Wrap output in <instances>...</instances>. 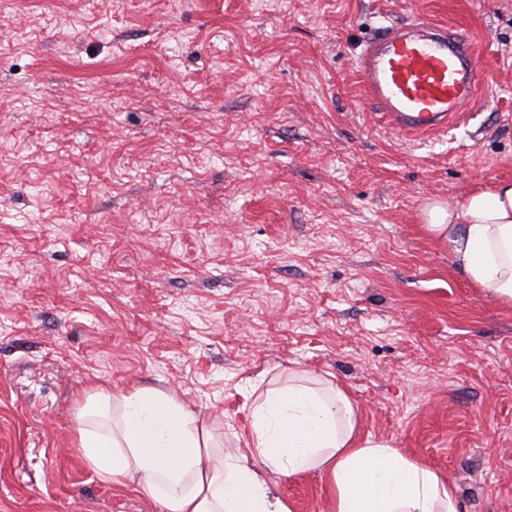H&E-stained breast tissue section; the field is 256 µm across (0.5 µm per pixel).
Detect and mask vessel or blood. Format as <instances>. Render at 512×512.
<instances>
[{
	"label": "vessel or blood",
	"mask_w": 512,
	"mask_h": 512,
	"mask_svg": "<svg viewBox=\"0 0 512 512\" xmlns=\"http://www.w3.org/2000/svg\"><path fill=\"white\" fill-rule=\"evenodd\" d=\"M358 75L377 110L405 133H441L483 105L473 44L429 20L392 25L366 43Z\"/></svg>",
	"instance_id": "vessel-or-blood-1"
}]
</instances>
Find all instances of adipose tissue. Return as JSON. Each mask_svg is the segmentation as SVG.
I'll list each match as a JSON object with an SVG mask.
<instances>
[{"mask_svg":"<svg viewBox=\"0 0 512 512\" xmlns=\"http://www.w3.org/2000/svg\"><path fill=\"white\" fill-rule=\"evenodd\" d=\"M423 216L470 286L512 306V180L427 204ZM76 419L89 469L143 491L159 512H290L269 477L307 472L322 476L334 512H459L449 475L364 432L343 386L303 374L256 401L246 458L224 453L186 403L152 388L84 391Z\"/></svg>","mask_w":512,"mask_h":512,"instance_id":"obj_1","label":"adipose tissue"}]
</instances>
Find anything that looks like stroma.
I'll return each instance as SVG.
<instances>
[{"mask_svg":"<svg viewBox=\"0 0 512 512\" xmlns=\"http://www.w3.org/2000/svg\"><path fill=\"white\" fill-rule=\"evenodd\" d=\"M416 17L475 43L485 105L407 135L356 72ZM512 179V0H8L0 7V512H159L74 448L76 400L158 388L244 450L306 371L362 427L512 512V307L422 210ZM331 512L315 473L271 479Z\"/></svg>","mask_w":512,"mask_h":512,"instance_id":"1","label":"stroma"}]
</instances>
